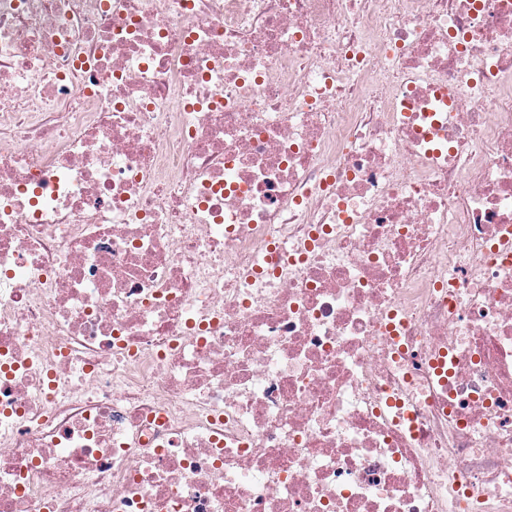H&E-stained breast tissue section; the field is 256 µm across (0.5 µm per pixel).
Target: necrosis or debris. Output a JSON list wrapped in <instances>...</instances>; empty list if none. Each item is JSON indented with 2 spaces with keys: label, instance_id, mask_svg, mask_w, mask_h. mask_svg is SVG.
Returning a JSON list of instances; mask_svg holds the SVG:
<instances>
[{
  "label": "necrosis or debris",
  "instance_id": "4bbe7bcc",
  "mask_svg": "<svg viewBox=\"0 0 512 512\" xmlns=\"http://www.w3.org/2000/svg\"><path fill=\"white\" fill-rule=\"evenodd\" d=\"M0 512H512V0H0Z\"/></svg>",
  "mask_w": 512,
  "mask_h": 512
}]
</instances>
